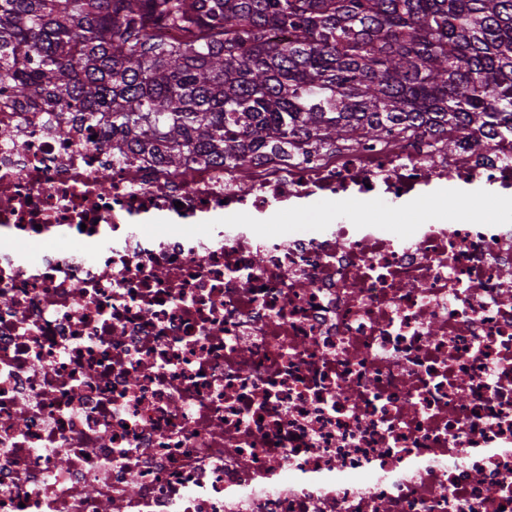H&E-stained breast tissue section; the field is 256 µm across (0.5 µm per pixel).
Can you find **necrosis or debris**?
<instances>
[{"instance_id":"1","label":"necrosis or debris","mask_w":512,"mask_h":512,"mask_svg":"<svg viewBox=\"0 0 512 512\" xmlns=\"http://www.w3.org/2000/svg\"><path fill=\"white\" fill-rule=\"evenodd\" d=\"M106 133L0 97V512H512V223L241 221L507 208L511 139L176 175ZM436 201L433 197H424L415 207L408 209L409 203L395 211L387 210L373 202L362 206L366 216L374 217L380 224H393L399 232H410L415 225L428 222L436 211ZM297 207L296 212L290 214V218L288 214L282 215L279 218H273L270 220L262 221L266 226L265 231L272 237H278L281 239H286L288 237V233H291L296 228H300L303 226L309 227L312 224H299L300 222H312L317 221V219L323 217L321 214L322 209L319 207L309 208V203L307 201H301L295 204ZM292 215H298L296 217H291Z\"/></svg>"}]
</instances>
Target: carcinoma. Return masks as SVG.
Masks as SVG:
<instances>
[{"label":"carcinoma","mask_w":512,"mask_h":512,"mask_svg":"<svg viewBox=\"0 0 512 512\" xmlns=\"http://www.w3.org/2000/svg\"><path fill=\"white\" fill-rule=\"evenodd\" d=\"M169 171L396 130L512 138V0H0V85Z\"/></svg>","instance_id":"obj_1"}]
</instances>
